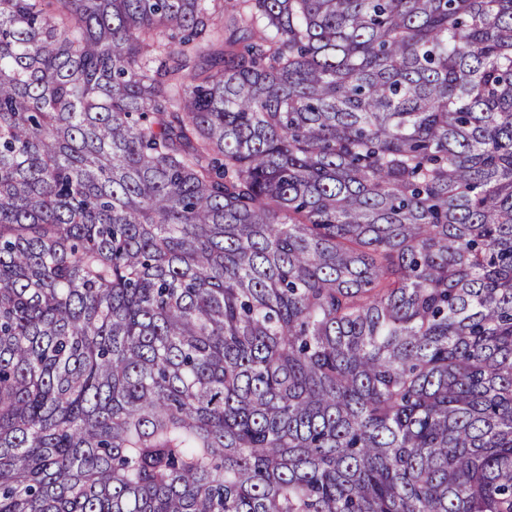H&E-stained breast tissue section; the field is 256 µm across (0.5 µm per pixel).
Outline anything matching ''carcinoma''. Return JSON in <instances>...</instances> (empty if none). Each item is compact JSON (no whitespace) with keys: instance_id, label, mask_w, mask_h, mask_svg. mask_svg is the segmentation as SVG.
<instances>
[{"instance_id":"cac0c4a2","label":"carcinoma","mask_w":512,"mask_h":512,"mask_svg":"<svg viewBox=\"0 0 512 512\" xmlns=\"http://www.w3.org/2000/svg\"><path fill=\"white\" fill-rule=\"evenodd\" d=\"M0 512H512V0H0Z\"/></svg>"}]
</instances>
